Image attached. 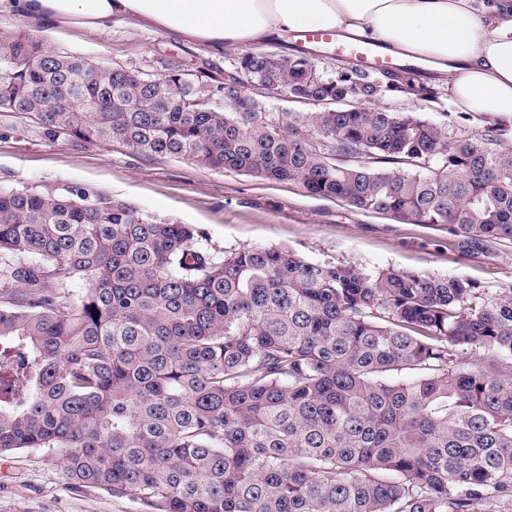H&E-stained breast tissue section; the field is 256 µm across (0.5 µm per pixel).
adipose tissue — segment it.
<instances>
[{
  "mask_svg": "<svg viewBox=\"0 0 512 512\" xmlns=\"http://www.w3.org/2000/svg\"><path fill=\"white\" fill-rule=\"evenodd\" d=\"M15 13L105 29L113 19L217 48L339 30L445 73L457 108L512 121V0H8Z\"/></svg>",
  "mask_w": 512,
  "mask_h": 512,
  "instance_id": "obj_1",
  "label": "adipose tissue"
}]
</instances>
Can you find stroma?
Returning <instances> with one entry per match:
<instances>
[{"instance_id":"35a3bbf8","label":"stroma","mask_w":512,"mask_h":512,"mask_svg":"<svg viewBox=\"0 0 512 512\" xmlns=\"http://www.w3.org/2000/svg\"><path fill=\"white\" fill-rule=\"evenodd\" d=\"M0 32L23 33L49 49L104 66L161 73L171 62L195 68L208 61L229 69L232 48L210 51L129 22L106 29L50 25L0 6ZM384 106L415 112L448 127L477 130L485 119L457 111L448 95L432 104L383 98ZM84 185L124 200L143 214L192 225L196 246L210 253L243 247H287L312 261L425 271L475 282L486 299L512 292V241L468 245L447 230L404 224L340 200L309 196L299 185L214 170L186 157H147L119 141L48 139L33 117L0 111V191ZM0 512H142L128 498L96 489L70 490L40 448L0 453Z\"/></svg>"}]
</instances>
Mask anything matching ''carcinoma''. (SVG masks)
Segmentation results:
<instances>
[{
  "label": "carcinoma",
  "instance_id": "1",
  "mask_svg": "<svg viewBox=\"0 0 512 512\" xmlns=\"http://www.w3.org/2000/svg\"><path fill=\"white\" fill-rule=\"evenodd\" d=\"M0 45V110L49 137L295 183L471 244L512 239L507 129L450 140L380 106L436 102L411 62L327 71L294 45L252 50L234 102L207 66L153 81L21 33ZM283 94L325 108L265 111ZM343 97L358 109L336 111ZM195 236L82 185L0 191V453L45 449L68 487L145 512H512V295L283 247L218 256Z\"/></svg>",
  "mask_w": 512,
  "mask_h": 512
}]
</instances>
